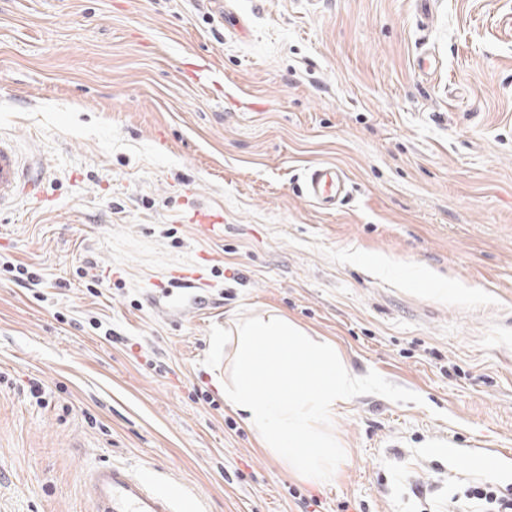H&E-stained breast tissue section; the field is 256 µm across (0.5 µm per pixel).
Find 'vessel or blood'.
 I'll return each instance as SVG.
<instances>
[{"instance_id": "b4317fda", "label": "vessel or blood", "mask_w": 512, "mask_h": 512, "mask_svg": "<svg viewBox=\"0 0 512 512\" xmlns=\"http://www.w3.org/2000/svg\"><path fill=\"white\" fill-rule=\"evenodd\" d=\"M31 165L17 142L0 136V212L11 210L23 199L42 197L41 184L30 173ZM350 193L344 171L331 163L306 169L301 194L322 207L335 205ZM91 512H198L191 497L173 500L154 489L148 479L129 468L109 464L89 470L83 477Z\"/></svg>"}]
</instances>
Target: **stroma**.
<instances>
[{
  "mask_svg": "<svg viewBox=\"0 0 512 512\" xmlns=\"http://www.w3.org/2000/svg\"><path fill=\"white\" fill-rule=\"evenodd\" d=\"M231 7L245 33L207 0H0V134L45 194L0 214V512H91L108 461L204 512L512 497V0H432L429 27L417 0ZM318 163L350 178L336 208L297 191ZM266 311L423 404L353 398L334 478L293 473L224 401V332Z\"/></svg>",
  "mask_w": 512,
  "mask_h": 512,
  "instance_id": "stroma-1",
  "label": "stroma"
}]
</instances>
